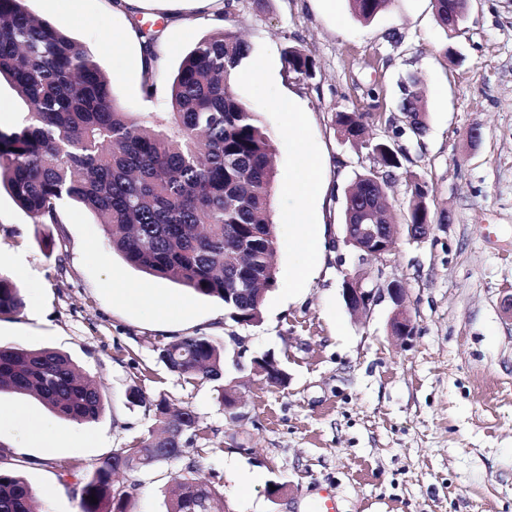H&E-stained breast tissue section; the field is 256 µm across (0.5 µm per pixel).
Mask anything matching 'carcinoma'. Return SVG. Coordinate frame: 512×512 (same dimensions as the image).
<instances>
[{
  "instance_id": "obj_1",
  "label": "carcinoma",
  "mask_w": 512,
  "mask_h": 512,
  "mask_svg": "<svg viewBox=\"0 0 512 512\" xmlns=\"http://www.w3.org/2000/svg\"><path fill=\"white\" fill-rule=\"evenodd\" d=\"M368 23L393 0H349ZM250 45L231 31L200 40L180 60L167 111L130 112L112 97L111 79L80 44L41 20L25 0H0V77L10 81L26 106L20 124L0 129V183L37 224H57L70 200L93 214L112 250L131 267L171 280L197 295L224 303L236 324L261 321L267 288L275 281L276 249L271 197L277 172L274 140L232 86ZM295 74L313 62L288 46ZM419 81L401 84L402 106L421 115ZM336 126L364 143L363 116L338 112ZM383 168L398 169L397 151L372 145ZM373 173L358 176L346 197L345 223L353 204L380 193ZM424 190L414 185L407 224L430 223ZM23 307L20 288L0 274V315ZM158 359L189 384H208L224 403V347L209 336H175L156 345ZM30 395L54 414L92 423L105 411L96 384L58 351L0 346V391ZM161 433L149 432L119 448L79 482L80 512H128L135 462L178 461V449L201 431L191 409L170 411L156 399ZM197 462L182 468L168 512H219L221 496L197 483ZM97 503L90 502V497ZM0 512H43L32 486L13 468L0 467Z\"/></svg>"
}]
</instances>
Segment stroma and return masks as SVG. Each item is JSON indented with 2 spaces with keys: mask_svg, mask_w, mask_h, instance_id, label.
I'll list each match as a JSON object with an SVG mask.
<instances>
[{
  "mask_svg": "<svg viewBox=\"0 0 512 512\" xmlns=\"http://www.w3.org/2000/svg\"><path fill=\"white\" fill-rule=\"evenodd\" d=\"M113 0H27L37 18L83 45L114 81L131 112H161L181 55L218 31L240 32L251 51L234 89L258 112L276 145L278 183L295 164L303 137L324 161V194L308 201L323 225L322 254L309 262L284 223L288 200L271 202L277 248L275 284L256 326L232 322L221 301L135 270L113 252L96 218L63 203L60 221L33 223L0 187V273L21 289L19 313L0 317V345L51 348L70 355L97 381L106 402L91 424L61 419L35 399L0 392V407L52 426L48 442L0 429V465L32 486L44 512H80L77 483L114 450L156 427L154 400L165 396L200 416L186 448L199 476L224 496L229 512H311L324 493L337 512H512V0H468L459 36L449 39L433 0H393L372 22L348 0H217L198 18L188 0H147L112 10ZM158 30L153 97L142 93L141 47L113 45L112 33L137 20ZM314 62L304 79L289 72L284 50ZM421 81L426 129L415 135L401 106L406 74ZM293 98L305 114L290 131L275 103ZM368 112L367 145L341 140L335 116ZM385 141L402 166L387 183L396 226L384 260L358 262L344 243L345 204L356 176L378 170L371 146ZM427 192L432 231L412 240L405 226L413 183ZM21 269H14L13 259ZM307 269L299 294L291 288ZM374 288H405L411 338L392 335L395 308L382 297L368 314L348 309L346 275ZM116 288H149L191 300L190 314L159 321ZM173 336L241 337L248 355L269 353L288 375L275 387L250 367L232 370L247 414L229 419L207 385H191L157 360ZM143 401L130 402V390ZM180 468L160 463L137 474L130 512H167ZM257 475L253 485L242 484ZM288 489L280 499L272 484Z\"/></svg>",
  "mask_w": 512,
  "mask_h": 512,
  "instance_id": "obj_1",
  "label": "stroma"
}]
</instances>
